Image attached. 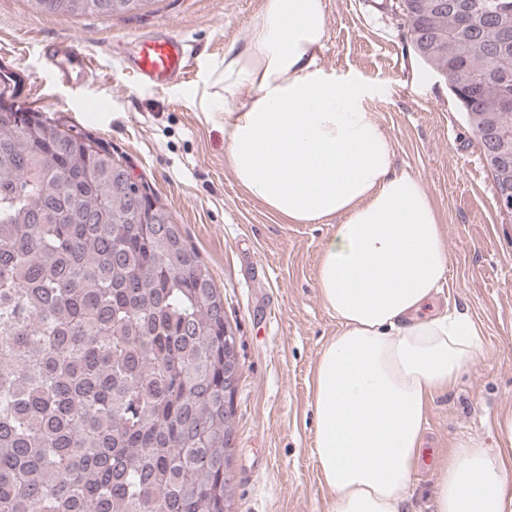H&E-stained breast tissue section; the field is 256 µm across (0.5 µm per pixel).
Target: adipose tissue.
Returning a JSON list of instances; mask_svg holds the SVG:
<instances>
[{
  "label": "adipose tissue",
  "mask_w": 512,
  "mask_h": 512,
  "mask_svg": "<svg viewBox=\"0 0 512 512\" xmlns=\"http://www.w3.org/2000/svg\"><path fill=\"white\" fill-rule=\"evenodd\" d=\"M326 0H265L249 41L224 54V143L242 188L288 224L337 220L316 286L340 330L312 375V455L330 512H402L434 393L476 356L468 316L432 310L449 267L438 211L366 100L319 64ZM490 453L456 442L435 512H512V413Z\"/></svg>",
  "instance_id": "obj_1"
}]
</instances>
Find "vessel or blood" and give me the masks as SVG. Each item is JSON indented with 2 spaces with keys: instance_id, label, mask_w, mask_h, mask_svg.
Masks as SVG:
<instances>
[{
  "instance_id": "1",
  "label": "vessel or blood",
  "mask_w": 512,
  "mask_h": 512,
  "mask_svg": "<svg viewBox=\"0 0 512 512\" xmlns=\"http://www.w3.org/2000/svg\"><path fill=\"white\" fill-rule=\"evenodd\" d=\"M135 44L128 70L138 82L164 88L187 79L193 55L184 39L155 33L136 37ZM43 54L54 64L57 78L73 86L80 85L93 69L91 56L76 50L69 38L45 44Z\"/></svg>"
}]
</instances>
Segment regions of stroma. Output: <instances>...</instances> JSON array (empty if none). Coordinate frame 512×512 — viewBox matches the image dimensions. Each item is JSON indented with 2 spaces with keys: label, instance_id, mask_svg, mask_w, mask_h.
Here are the masks:
<instances>
[{
  "label": "stroma",
  "instance_id": "stroma-1",
  "mask_svg": "<svg viewBox=\"0 0 512 512\" xmlns=\"http://www.w3.org/2000/svg\"><path fill=\"white\" fill-rule=\"evenodd\" d=\"M389 0H327L323 69L372 88L366 104L390 137L395 168L434 202L450 264L440 307L482 329L475 361L427 405L426 466L404 512H434L439 468L458 440L497 450L512 411V223L496 204L491 171L445 79L413 55ZM264 0H156L135 17H47L29 0H0V65L25 74L23 106L112 144L136 179L174 215L224 296L237 336L235 494L231 512H328L311 455V376L338 323L316 274L335 223L286 224L235 180L225 159L224 53L244 46ZM164 28L193 51L186 82L152 88L128 74L132 35ZM71 37L94 60L75 90L56 83L40 45Z\"/></svg>",
  "mask_w": 512,
  "mask_h": 512
}]
</instances>
